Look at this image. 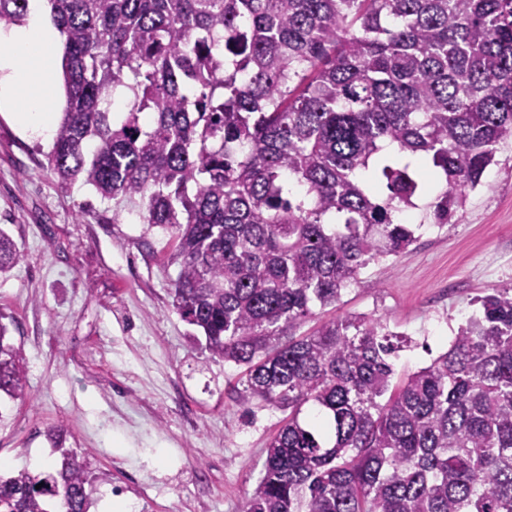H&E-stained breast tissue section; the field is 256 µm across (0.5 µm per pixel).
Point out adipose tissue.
I'll use <instances>...</instances> for the list:
<instances>
[{
  "instance_id": "adipose-tissue-1",
  "label": "adipose tissue",
  "mask_w": 512,
  "mask_h": 512,
  "mask_svg": "<svg viewBox=\"0 0 512 512\" xmlns=\"http://www.w3.org/2000/svg\"><path fill=\"white\" fill-rule=\"evenodd\" d=\"M0 44V108L27 128L44 131L56 120L51 85L61 56L56 34L40 16L10 29Z\"/></svg>"
}]
</instances>
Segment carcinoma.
Segmentation results:
<instances>
[{
	"instance_id": "obj_1",
	"label": "carcinoma",
	"mask_w": 512,
	"mask_h": 512,
	"mask_svg": "<svg viewBox=\"0 0 512 512\" xmlns=\"http://www.w3.org/2000/svg\"><path fill=\"white\" fill-rule=\"evenodd\" d=\"M66 107L46 168L136 203L169 232L174 307L243 368L239 404L288 416L243 512H512V289L491 288L447 351L396 388L407 344L335 317L372 261L415 241L400 214L428 170L442 227L512 138V0H47ZM28 0H0V26ZM23 258L0 229V272ZM0 324V394L26 395ZM317 413L300 419L303 407ZM0 474V512H90L96 477ZM41 488H36V485Z\"/></svg>"
}]
</instances>
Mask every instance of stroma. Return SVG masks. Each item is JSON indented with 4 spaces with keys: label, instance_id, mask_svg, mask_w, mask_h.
I'll list each match as a JSON object with an SVG mask.
<instances>
[{
    "label": "stroma",
    "instance_id": "35a3bbf8",
    "mask_svg": "<svg viewBox=\"0 0 512 512\" xmlns=\"http://www.w3.org/2000/svg\"><path fill=\"white\" fill-rule=\"evenodd\" d=\"M50 137L0 112V228L22 260L0 276V319L25 357V400L0 398V459L20 468L32 456L57 461L45 431L86 453L106 500L134 512H241L284 414L244 411L241 370L213 357L172 305L173 241L112 206L87 186L59 188L43 167ZM429 186L402 219L416 242L369 264L336 308L317 311L303 331L332 316L382 319L408 345L395 381L447 350L474 300L512 287V140L452 221L424 222L438 194Z\"/></svg>",
    "mask_w": 512,
    "mask_h": 512
}]
</instances>
